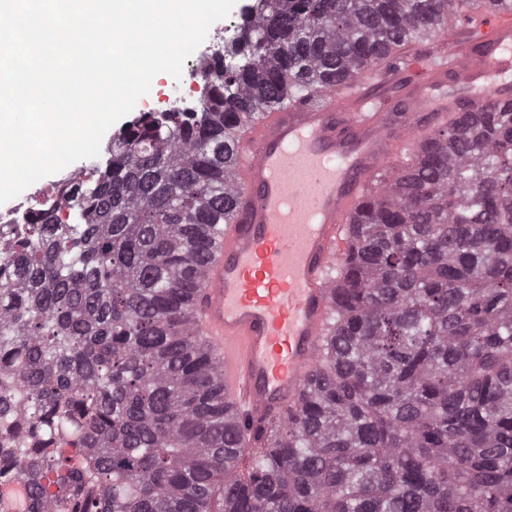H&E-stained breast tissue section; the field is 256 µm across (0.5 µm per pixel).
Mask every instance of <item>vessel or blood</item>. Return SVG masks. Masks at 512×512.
<instances>
[{"label":"vessel or blood","mask_w":512,"mask_h":512,"mask_svg":"<svg viewBox=\"0 0 512 512\" xmlns=\"http://www.w3.org/2000/svg\"><path fill=\"white\" fill-rule=\"evenodd\" d=\"M465 33L448 59L405 61L415 79L400 105L368 93L361 77L324 87L319 102L275 106L242 135L234 218L216 232L193 329L252 424L301 393L331 317L328 275L349 251L347 218L427 123L457 109L446 83L473 96L512 94V11L481 8Z\"/></svg>","instance_id":"1"}]
</instances>
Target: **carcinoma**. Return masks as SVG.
<instances>
[{
	"instance_id": "carcinoma-1",
	"label": "carcinoma",
	"mask_w": 512,
	"mask_h": 512,
	"mask_svg": "<svg viewBox=\"0 0 512 512\" xmlns=\"http://www.w3.org/2000/svg\"><path fill=\"white\" fill-rule=\"evenodd\" d=\"M512 0H258L193 112H143L0 257V496L23 512H512V97L348 223L298 402L247 439L193 330L239 136Z\"/></svg>"
}]
</instances>
